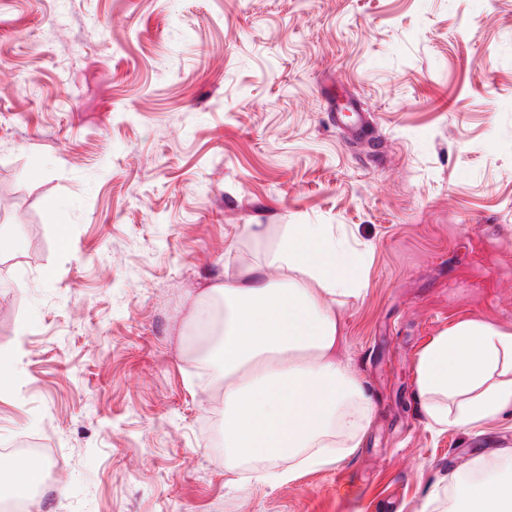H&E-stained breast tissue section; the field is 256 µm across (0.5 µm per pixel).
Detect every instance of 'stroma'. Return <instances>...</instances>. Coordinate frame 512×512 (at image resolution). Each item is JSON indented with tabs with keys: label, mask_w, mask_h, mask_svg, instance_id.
I'll return each mask as SVG.
<instances>
[{
	"label": "stroma",
	"mask_w": 512,
	"mask_h": 512,
	"mask_svg": "<svg viewBox=\"0 0 512 512\" xmlns=\"http://www.w3.org/2000/svg\"><path fill=\"white\" fill-rule=\"evenodd\" d=\"M349 98L371 114L355 142ZM13 196L0 447H42V512H422L512 448L511 414L429 428L416 383L448 328L512 331V0H0ZM285 224L334 225L359 264L339 357L375 412L337 465L234 488L184 297Z\"/></svg>",
	"instance_id": "obj_1"
}]
</instances>
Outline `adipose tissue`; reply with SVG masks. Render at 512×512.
Returning a JSON list of instances; mask_svg holds the SVG:
<instances>
[{"mask_svg": "<svg viewBox=\"0 0 512 512\" xmlns=\"http://www.w3.org/2000/svg\"><path fill=\"white\" fill-rule=\"evenodd\" d=\"M365 288L333 225L288 224L264 262L225 264L188 295L202 356L224 387L225 470H238L241 449L259 448L268 465L251 482L290 483L358 447L374 406L337 355L336 302ZM416 373L433 429L479 430L512 412V332L461 322L430 342ZM451 495L472 512H512V456L494 478L435 486L427 504Z\"/></svg>", "mask_w": 512, "mask_h": 512, "instance_id": "adipose-tissue-1", "label": "adipose tissue"}]
</instances>
